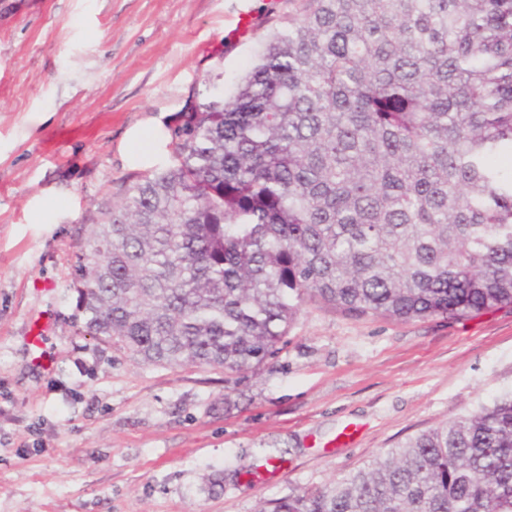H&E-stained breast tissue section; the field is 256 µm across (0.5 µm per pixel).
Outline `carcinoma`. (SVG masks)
Returning <instances> with one entry per match:
<instances>
[{
  "label": "carcinoma",
  "mask_w": 512,
  "mask_h": 512,
  "mask_svg": "<svg viewBox=\"0 0 512 512\" xmlns=\"http://www.w3.org/2000/svg\"><path fill=\"white\" fill-rule=\"evenodd\" d=\"M170 137L74 268L85 332L142 363L244 373L307 301L512 305V0H299ZM266 512H512V395Z\"/></svg>",
  "instance_id": "cac0c4a2"
}]
</instances>
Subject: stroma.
Returning a JSON list of instances; mask_svg holds the SVG:
<instances>
[{"instance_id": "1", "label": "stroma", "mask_w": 512, "mask_h": 512, "mask_svg": "<svg viewBox=\"0 0 512 512\" xmlns=\"http://www.w3.org/2000/svg\"><path fill=\"white\" fill-rule=\"evenodd\" d=\"M292 8L0 0V512H263L512 393V306L399 323L307 303L274 357L230 378L83 330L73 269L101 205L170 164L180 112L233 94Z\"/></svg>"}]
</instances>
